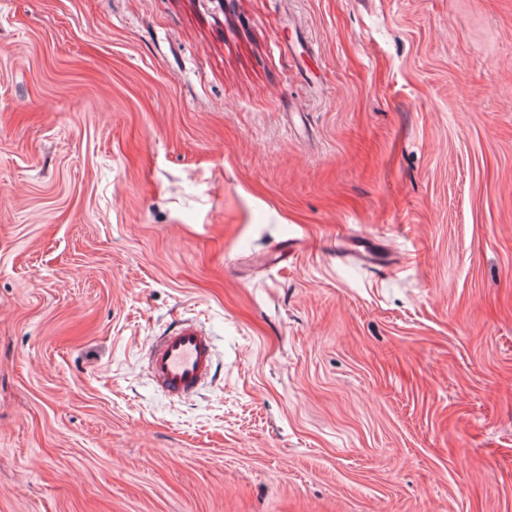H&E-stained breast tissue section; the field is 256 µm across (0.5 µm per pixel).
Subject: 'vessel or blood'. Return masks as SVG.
<instances>
[{"instance_id":"b4317fda","label":"vessel or blood","mask_w":512,"mask_h":512,"mask_svg":"<svg viewBox=\"0 0 512 512\" xmlns=\"http://www.w3.org/2000/svg\"><path fill=\"white\" fill-rule=\"evenodd\" d=\"M213 344L196 324H175L155 339L148 369L157 386L172 398L194 395L214 368Z\"/></svg>"}]
</instances>
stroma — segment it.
Returning <instances> with one entry per match:
<instances>
[{
  "mask_svg": "<svg viewBox=\"0 0 512 512\" xmlns=\"http://www.w3.org/2000/svg\"><path fill=\"white\" fill-rule=\"evenodd\" d=\"M0 512H512V0H0ZM211 338L196 324L176 323L158 336L148 357V369L157 386L172 398L194 395L214 368Z\"/></svg>",
  "mask_w": 512,
  "mask_h": 512,
  "instance_id": "35a3bbf8",
  "label": "stroma"
}]
</instances>
